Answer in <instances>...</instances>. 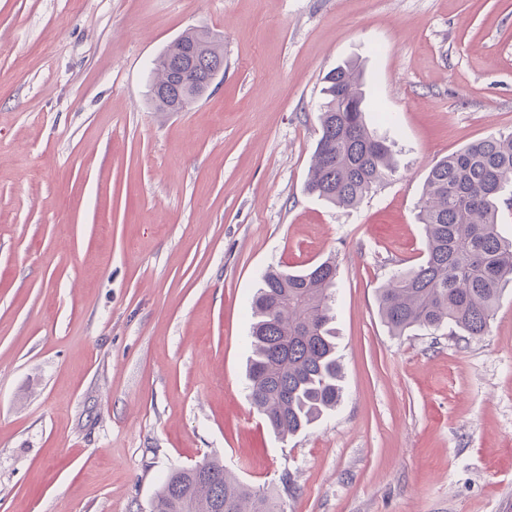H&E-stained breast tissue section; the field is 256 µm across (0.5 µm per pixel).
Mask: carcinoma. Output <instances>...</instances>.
Here are the masks:
<instances>
[{
  "label": "carcinoma",
  "mask_w": 512,
  "mask_h": 512,
  "mask_svg": "<svg viewBox=\"0 0 512 512\" xmlns=\"http://www.w3.org/2000/svg\"><path fill=\"white\" fill-rule=\"evenodd\" d=\"M223 72L221 44L204 30L183 33L154 60L155 110H186ZM370 105L359 65L346 62L326 74L308 193L354 207L395 171L391 146L366 124ZM508 196L512 132L473 142L430 168L417 202L425 230L422 260L379 290V314L393 335L445 326L469 336L488 331L504 287L512 283V241L498 231ZM335 286L332 259L295 273L271 267L253 298L249 399L278 435L304 431L341 401ZM150 512L283 510L278 497L232 478L220 461L205 460L172 470Z\"/></svg>",
  "instance_id": "cac0c4a2"
}]
</instances>
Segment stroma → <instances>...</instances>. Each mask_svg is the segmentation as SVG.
Segmentation results:
<instances>
[{"label":"stroma","instance_id":"obj_1","mask_svg":"<svg viewBox=\"0 0 512 512\" xmlns=\"http://www.w3.org/2000/svg\"><path fill=\"white\" fill-rule=\"evenodd\" d=\"M194 29L224 74L155 111ZM346 60L395 143L354 208L305 189ZM511 131L512 0H0V512H149L210 459L284 512H512V288L481 336L377 311L430 167ZM329 257L343 398L282 438L248 399L252 296ZM151 101L158 112H183L224 73V49L207 31H188L154 60Z\"/></svg>","mask_w":512,"mask_h":512}]
</instances>
